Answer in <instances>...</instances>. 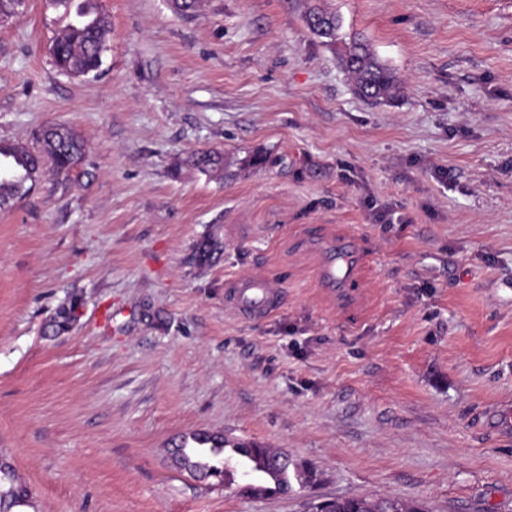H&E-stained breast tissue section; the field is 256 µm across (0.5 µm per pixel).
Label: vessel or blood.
<instances>
[{"instance_id":"b4317fda","label":"vessel or blood","mask_w":512,"mask_h":512,"mask_svg":"<svg viewBox=\"0 0 512 512\" xmlns=\"http://www.w3.org/2000/svg\"><path fill=\"white\" fill-rule=\"evenodd\" d=\"M372 257L362 249L354 235L347 234L338 241L336 249L325 252L321 259L320 285L336 289L339 296H349L359 287L363 270L369 269ZM280 293L276 281L251 277L233 281L225 296L228 308L243 316H267L275 307Z\"/></svg>"}]
</instances>
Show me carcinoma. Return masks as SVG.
<instances>
[{
    "label": "carcinoma",
    "mask_w": 512,
    "mask_h": 512,
    "mask_svg": "<svg viewBox=\"0 0 512 512\" xmlns=\"http://www.w3.org/2000/svg\"><path fill=\"white\" fill-rule=\"evenodd\" d=\"M79 14L87 15L84 23L70 22L53 41L55 66L76 76H86L101 66L99 49L105 46L110 32L108 19L97 13L91 4L82 6ZM308 29L325 43L336 48V55L356 94L372 101L392 100L401 96L405 86L396 74L383 64L370 44L354 39L347 43L340 37L342 21L324 10L312 9L305 15ZM41 150L33 153L17 144L0 141V159L9 174H0V208H6L27 192L25 184L34 181L41 172L43 160L59 175L75 169L85 153L83 140L69 127L56 125L41 131ZM192 161L205 173L224 165L223 155L215 151H199ZM223 249L215 234L197 243L194 260L199 265L210 262ZM80 299L73 297L63 304L45 325L49 336L70 331L76 321L74 307ZM177 467L199 477H234L243 481L242 490L253 495L279 494L289 475L288 454L273 450L257 441L230 440L222 434L191 433L184 437L175 451ZM27 489L15 480L11 467L0 462V505L8 507L26 501ZM326 512H420L411 502L390 497L355 496L330 500Z\"/></svg>",
    "instance_id": "1"
}]
</instances>
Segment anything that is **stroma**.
<instances>
[{"label":"stroma","mask_w":512,"mask_h":512,"mask_svg":"<svg viewBox=\"0 0 512 512\" xmlns=\"http://www.w3.org/2000/svg\"><path fill=\"white\" fill-rule=\"evenodd\" d=\"M102 65L50 46L74 18L0 22V140H84L0 210V458L11 512H309L361 495L512 512V0H93ZM339 15L405 84L358 98L304 14ZM217 150L206 174L192 153ZM267 162L255 167L251 159ZM376 263L339 305L321 247ZM216 233L221 257L192 263ZM280 281L260 320L225 285ZM79 297L61 336L41 328ZM253 439L312 478L251 497L172 463L192 432ZM28 497L27 489L15 480V475L11 467L4 462H0V506L5 504L7 507L20 505Z\"/></svg>","instance_id":"35a3bbf8"}]
</instances>
